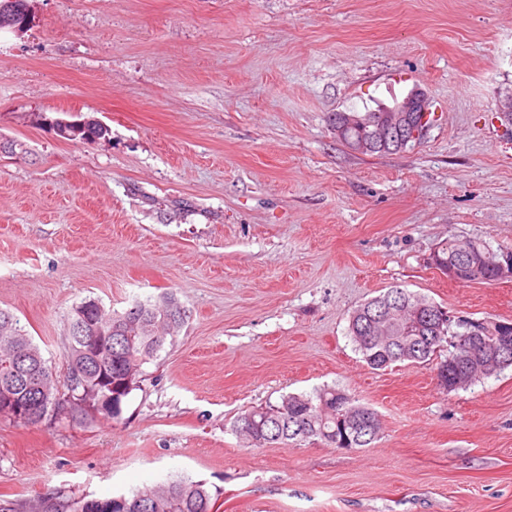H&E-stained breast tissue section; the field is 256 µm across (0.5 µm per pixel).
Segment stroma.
Instances as JSON below:
<instances>
[{
    "instance_id": "1",
    "label": "stroma",
    "mask_w": 512,
    "mask_h": 512,
    "mask_svg": "<svg viewBox=\"0 0 512 512\" xmlns=\"http://www.w3.org/2000/svg\"><path fill=\"white\" fill-rule=\"evenodd\" d=\"M0 31V308L61 369L88 297L175 294L189 319L121 417H0V498H105L189 477L213 512H512V368L467 389L367 366L348 336L399 286L512 320V280L463 284L438 244L512 249V0H28ZM421 89L423 143L361 154L335 113ZM79 113L108 132L59 138ZM377 439L249 447L246 410L323 386Z\"/></svg>"
}]
</instances>
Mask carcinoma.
I'll list each match as a JSON object with an SVG mask.
<instances>
[{"instance_id":"obj_1","label":"carcinoma","mask_w":512,"mask_h":512,"mask_svg":"<svg viewBox=\"0 0 512 512\" xmlns=\"http://www.w3.org/2000/svg\"><path fill=\"white\" fill-rule=\"evenodd\" d=\"M366 116L364 112H338L333 124L343 129L339 141L352 150H359L360 125L356 118ZM471 253L483 257L478 266H473L457 279L459 283H488L495 281L496 254L488 251L486 242H469ZM463 245L454 240L442 241L436 247L437 266L461 258ZM394 301L424 302L436 309L442 305L403 288H390L358 306L349 319L348 334L355 351L373 370H384L396 363L435 364V369L448 368V358L454 348L461 345L464 332L451 330L452 322L432 324L425 321L420 335L432 340L426 348L414 355L398 349L390 350L381 343L368 340L371 319ZM86 298L76 305L68 318V343L64 354V373L59 376L52 371L43 358L33 338L20 325V321L8 309L0 308V336H14L7 347H0V385L16 375L17 370L34 369L41 373L36 392L19 386L16 394L22 400L31 399L35 394L42 398L43 411L28 420L36 425L46 419L57 417L58 401L75 399L85 388L97 391L103 398L123 385L125 375L136 371L133 382H139L142 366L157 358L167 340L180 331L188 315L178 299L166 294L152 301L135 302L136 310L121 313L107 311L101 315L87 311ZM110 337L97 359L89 360L82 354L84 336ZM234 428L243 433L254 448L268 444H283L317 440L336 447V440L344 439L352 448L369 446L376 436L367 432L363 419L351 422L339 418L336 408V388L323 387L309 394L288 395L278 404H266L245 411L237 417ZM133 506L130 512H210L216 501L215 495L202 481L179 477L160 487H143L121 495Z\"/></svg>"}]
</instances>
